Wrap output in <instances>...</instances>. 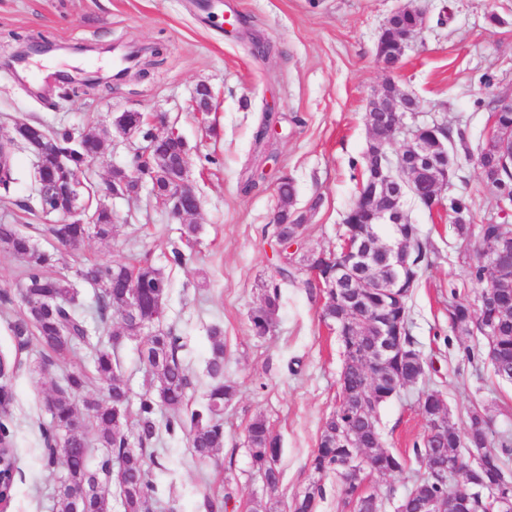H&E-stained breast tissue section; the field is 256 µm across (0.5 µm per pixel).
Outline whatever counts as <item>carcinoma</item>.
<instances>
[{
  "label": "carcinoma",
  "instance_id": "obj_1",
  "mask_svg": "<svg viewBox=\"0 0 512 512\" xmlns=\"http://www.w3.org/2000/svg\"><path fill=\"white\" fill-rule=\"evenodd\" d=\"M55 152L41 156L25 138L18 141L38 159L39 168L53 173V181L63 186L84 172L99 153L101 139L76 135L69 130L55 132ZM67 158L61 167L57 154ZM479 166L484 180L495 189L497 195H512V164L500 165L495 153V139H490L479 154ZM130 170L115 168L111 182L119 186L124 195L138 192V184L129 179ZM155 180L158 194L163 195L178 177L171 166H157L150 173ZM283 223L276 225L277 236L288 237L300 234L305 228L302 219L288 221V205L294 200L292 181L287 179L278 187ZM40 208L50 207L55 213L64 215L71 207V199L53 193L38 196ZM93 211L98 213L96 223L78 224L71 221L63 228L54 224L45 225L44 232L63 247L80 246L89 232H94L101 241L112 237V211L103 202H96ZM448 212L457 219L455 228L460 238L471 240L470 224L463 222L469 215V206L462 198L448 200ZM509 232L503 224H483L475 240V253L468 263L470 279L480 286L474 300L458 298L449 308L451 327L484 340V349L466 351L468 360H484L499 379L512 382V270H496L487 261L488 241ZM0 246L26 260V270L20 290L24 313L12 325L18 343H28L30 335L63 362L72 349L83 346L93 357L95 375L107 383L103 396H87L90 377L83 371H69L64 384L55 386L45 398V409L49 415L41 424V434L47 443L66 449L63 459L64 473L58 478L57 502L59 512H111L108 499L101 491V476L109 473L119 487L123 512H150L154 485L150 480L152 457L146 455L145 446L157 434L156 411L159 406L172 410L165 428L169 432L180 430L187 435L195 456L204 460L224 447V423L220 411L234 393L233 386L224 383V337L214 327L210 332L211 358L207 370L213 379L206 401L198 408L184 407L188 374L180 362L179 337L172 331L157 329L140 337L139 358L149 372L147 388L139 395L137 411L131 413L129 391L116 383L114 374V348L102 344L99 337L91 334L87 315L77 300L75 287L66 275L51 274L55 267L54 254L39 249L32 239L21 233L13 224H0ZM432 245L429 240L419 238L412 248L413 262L417 269L424 270L429 263ZM315 267L321 282L333 277L336 262L313 254ZM307 256L302 253L283 254L279 264L273 267L272 275L264 293L263 304L251 316L252 328L259 336L266 334L273 324L279 309L281 288L292 285L308 290L317 284L304 277ZM131 266L120 263L107 265L91 264L80 270L78 276L89 285L101 289L98 295V316H104L108 308L123 311L128 304L139 306L138 320L149 328L160 322L153 301L165 307L168 281L164 273L143 260L138 263L140 277L131 285ZM411 291L397 298L386 294L381 288L366 289V303H357L344 309L331 302L329 292H324L325 302L322 319L331 325L336 317H342L345 336L343 366L339 378L336 410L325 419L309 467L319 477L333 473L342 475L348 448L363 451L370 461L369 472L390 475L402 471L399 454L385 448L379 434V412L388 402V395L397 388L415 386L426 380L427 368L424 359L416 356L414 341L408 328V299ZM387 306L386 316L395 333L394 340L402 346L404 357L392 364L390 372L380 380L368 377V348L372 344V328L369 324V309L379 302ZM81 400L86 415L77 409L76 400ZM355 407H348L350 400ZM483 412L470 411L468 424L460 428L450 421L440 430L428 427L422 442L414 443L413 454L418 464L412 488L402 501L406 512H418L419 503L425 497L439 500L444 505L460 497H468L469 512H486L485 499L479 490L494 486L512 490V469L507 459L512 456V435L502 434L498 438L478 423ZM90 418L96 428L98 447L106 449L109 458L94 469L89 463V440L82 427L85 418ZM350 434L354 445L336 440V434ZM246 438L253 465L262 473L265 482L276 488L280 473L276 462L280 454V443L273 436L266 420L254 418L246 428ZM483 448L480 462L469 463L464 448ZM0 447L3 448L4 467L15 460L13 437L7 424L0 422ZM458 467L462 480L441 475L448 467ZM321 480L311 481L297 495L290 506L291 512H316L323 498Z\"/></svg>",
  "mask_w": 512,
  "mask_h": 512
}]
</instances>
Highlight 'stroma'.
<instances>
[{"instance_id": "1", "label": "stroma", "mask_w": 512, "mask_h": 512, "mask_svg": "<svg viewBox=\"0 0 512 512\" xmlns=\"http://www.w3.org/2000/svg\"><path fill=\"white\" fill-rule=\"evenodd\" d=\"M409 1L422 11L423 26L388 70L376 57L378 35ZM228 15L246 20L248 34L225 32ZM16 33L54 41L51 63L28 58L20 77H13L3 61L19 49ZM254 35L270 45L269 56L253 54ZM114 45L156 47L160 54L144 72L108 87L68 96L51 86L59 74L80 79L111 73L119 66ZM388 81L417 101L405 127L437 122L463 136L466 147L455 152L447 194L470 203L472 230L500 221L512 225V216H500L497 194L477 163L492 131L490 101L512 98V0H0V137L12 136L18 121L40 123L52 133L102 137L103 151L84 178L98 192L142 144L116 128L122 113L141 112L187 144V174L199 197L192 218L200 228L196 241L182 237L180 219L156 203L145 184L137 195L109 200L114 231L108 243L90 236L79 248L57 250V271L75 278L101 337L121 331L122 313L110 310L99 321L98 292L76 279L77 270L88 262L135 265L143 258L162 270L170 284L162 326L181 338L191 406L204 403L212 384L208 332L217 326L224 333V380L235 389L224 407V446L202 461L185 433L159 431L146 447L154 460V512H204L207 493L223 497L224 512H250L256 504L289 512L312 481L309 459L337 406L343 363L338 338L321 318L324 297L282 289L276 319L263 336L253 331L250 316L276 261L280 179L294 183L292 210L307 224L305 248H334L355 198L353 165L367 146L363 116ZM202 83L215 94L205 116L193 107ZM265 121L271 130L256 141ZM14 169L16 183L9 194L0 193V224L16 225L39 248L51 249L42 228L54 218L33 207L35 157L16 148ZM406 209L434 246L409 301L410 332L428 361L429 386L442 394L457 425H465L469 409L480 404L493 435L512 434V383L498 380L483 362H468L465 349L476 339L453 331L448 321L450 293L472 299L479 291L462 261L464 245L449 217L412 200ZM176 250L182 263L172 261ZM25 266L0 248V355L15 364L8 378L11 405L0 419L14 431L19 469L10 512H56L63 467L42 462L44 397L64 371L89 372L93 362L83 349L50 363L37 342L18 346L11 327L23 310ZM138 346L125 337L116 350V378L134 395L147 379ZM420 393V387L406 388L380 410L385 447L408 458L407 472L366 479L382 512H396L412 487V448L427 428ZM257 417L280 440L281 478L274 491L253 466L245 437Z\"/></svg>"}]
</instances>
